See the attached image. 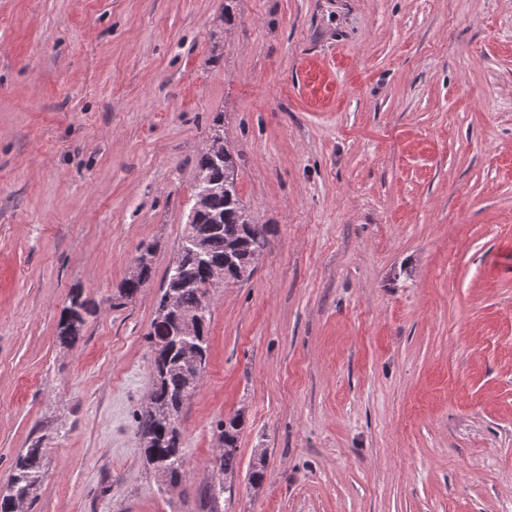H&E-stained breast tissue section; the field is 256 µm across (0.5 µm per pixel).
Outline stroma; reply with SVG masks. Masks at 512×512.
<instances>
[{"label": "stroma", "mask_w": 512, "mask_h": 512, "mask_svg": "<svg viewBox=\"0 0 512 512\" xmlns=\"http://www.w3.org/2000/svg\"><path fill=\"white\" fill-rule=\"evenodd\" d=\"M218 116L272 231L171 488L135 413ZM237 413L220 512H512V0H0V489L38 440L31 512H209ZM151 256L152 250L150 248L137 256L128 277L123 281L122 288L125 297H132L151 277ZM86 313L85 301L80 300L78 296L72 298L59 324V338L62 344L72 345L77 341L85 324ZM244 418L237 413L232 417L220 421L216 427L220 447L223 448L220 456V469L225 475H233L238 469V441L244 429Z\"/></svg>", "instance_id": "1"}]
</instances>
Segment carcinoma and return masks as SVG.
<instances>
[{"mask_svg": "<svg viewBox=\"0 0 512 512\" xmlns=\"http://www.w3.org/2000/svg\"><path fill=\"white\" fill-rule=\"evenodd\" d=\"M237 163L224 140L221 118L213 120L208 143L197 159V179L193 197H201L194 208L192 223L176 248L178 269L167 271L156 317L149 339L154 353L153 388L138 410L135 423L144 455L159 480L174 481L183 471L185 460L181 435V414L188 397L198 387L185 367V358L194 351L207 361L208 333L212 311L204 313L205 322L183 324L166 310L168 296H173L184 315L194 316L204 301L197 284L209 278L210 269L224 268V283L248 281L255 270V255L263 251L271 226L258 224L247 210L238 191ZM152 250L137 256L123 294L131 297L151 277ZM87 307L79 297L72 298L60 321L59 338L65 345L74 344L85 324ZM244 429V418L237 413L220 421L216 427L222 447L220 469L226 475L239 465L237 444ZM44 449L36 441L17 458L14 474L5 490L0 491V512H14L21 504H33L42 478Z\"/></svg>", "mask_w": 512, "mask_h": 512, "instance_id": "carcinoma-1", "label": "carcinoma"}]
</instances>
